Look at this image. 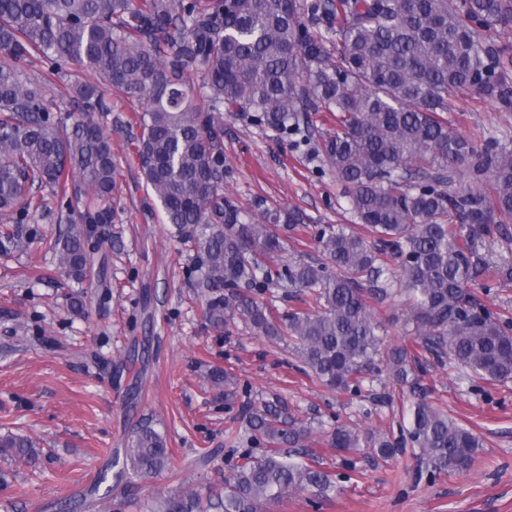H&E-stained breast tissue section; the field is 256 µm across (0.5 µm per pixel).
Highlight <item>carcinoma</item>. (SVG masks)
Returning <instances> with one entry per match:
<instances>
[{"label": "carcinoma", "instance_id": "cac0c4a2", "mask_svg": "<svg viewBox=\"0 0 512 512\" xmlns=\"http://www.w3.org/2000/svg\"><path fill=\"white\" fill-rule=\"evenodd\" d=\"M512 23V0H0V211L30 187L79 198H112V138L95 115L112 94L143 102L134 155L165 223L193 251L191 287L216 328L241 318L289 352L333 390L352 392L382 376L409 387L403 439L332 427L328 445L346 454L371 448L386 460L419 450L433 475L468 471L479 438L432 403L420 387L419 350L482 380L512 378V321L470 288L487 270L479 240L512 217V150L477 148L442 113L455 94L477 91L512 103L508 50L480 30ZM49 62L41 80L23 78L32 58ZM77 67L99 77L87 81ZM204 72L205 93L190 96L188 75ZM70 78L72 129L46 98L53 79ZM249 118L309 144L311 113L336 114V129L313 146L344 183L367 235L319 224L327 262L266 260L287 250L279 216L259 222L224 193V113ZM492 176V202L459 188L463 173ZM92 229L71 224L56 240L59 264L77 283L95 265ZM272 288L298 302L283 311ZM406 297L413 344L382 348L385 325L371 303ZM233 394L226 369L209 373ZM313 429L281 407H252L234 436L262 446L233 466L221 488L163 497L150 512H269L290 493L328 500L336 475L303 461ZM0 452L27 462L40 450L21 435ZM164 433L145 422L116 452L115 477L151 480L171 469Z\"/></svg>", "mask_w": 512, "mask_h": 512}]
</instances>
